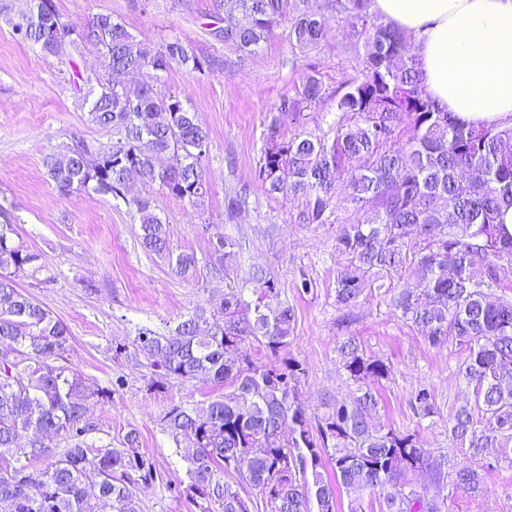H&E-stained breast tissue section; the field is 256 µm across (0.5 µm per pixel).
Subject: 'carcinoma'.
<instances>
[{"instance_id": "cac0c4a2", "label": "carcinoma", "mask_w": 512, "mask_h": 512, "mask_svg": "<svg viewBox=\"0 0 512 512\" xmlns=\"http://www.w3.org/2000/svg\"><path fill=\"white\" fill-rule=\"evenodd\" d=\"M224 44L250 54L283 20L300 50L323 39L325 10L352 18V38L363 44L361 75L336 93L333 135L303 131L290 139L271 123L256 179L269 196H301L297 224H330L338 188L353 222L341 225L336 251L344 258L337 276L338 310L349 313L368 288L389 297L395 315L437 347L452 340L465 351L459 376L474 402L455 408L451 442L484 458L489 448L512 446V300L495 295L504 266L512 265V234L497 223L512 206V127L465 123L426 91L411 38L371 11V0H229ZM23 42L59 57L92 46L105 74L81 78L77 91L92 95L89 114L97 126L120 137L107 147L86 144L49 156V179L61 194L91 190L121 199L133 209L140 245L167 255L179 274L196 269L194 255L170 256L169 225L150 199L128 196L130 173L145 185L192 204L208 192L203 162L209 133L182 97L158 92L159 72L177 65L200 74L226 65L197 56L175 37L142 43L125 24L99 13L84 24L65 18L56 0H30L15 27ZM144 71L148 81L130 85L122 75ZM318 73L306 76L296 96L281 100L282 116L300 119L323 98ZM216 262L235 254L236 240L209 239ZM50 273L41 256L16 234L11 212L0 205V512H140L137 491L157 478L153 457L139 449L136 431L120 447L98 445L100 431L89 410L110 393L68 363L67 326L15 278ZM245 297L228 288L212 308H200L166 334L140 328L113 347L115 358L149 370L146 392L168 393L173 384L211 387L197 408L166 399L158 422L185 464V479L172 485L204 512H339L340 491L349 512H445V503L414 487L418 476L475 493L488 469L448 468L445 455L419 445L377 418L376 384L392 368L367 354L352 336L336 348L338 363L356 386L346 399L328 397L311 415L299 383L303 363L288 352L295 308L264 270ZM414 413H435L433 395L414 393ZM67 445L55 451V442ZM46 458L43 469L27 461ZM234 475V482L224 474Z\"/></svg>"}]
</instances>
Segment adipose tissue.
I'll return each instance as SVG.
<instances>
[{
    "label": "adipose tissue",
    "mask_w": 512,
    "mask_h": 512,
    "mask_svg": "<svg viewBox=\"0 0 512 512\" xmlns=\"http://www.w3.org/2000/svg\"><path fill=\"white\" fill-rule=\"evenodd\" d=\"M411 36L427 91L462 121L512 126V0H373Z\"/></svg>",
    "instance_id": "1"
}]
</instances>
